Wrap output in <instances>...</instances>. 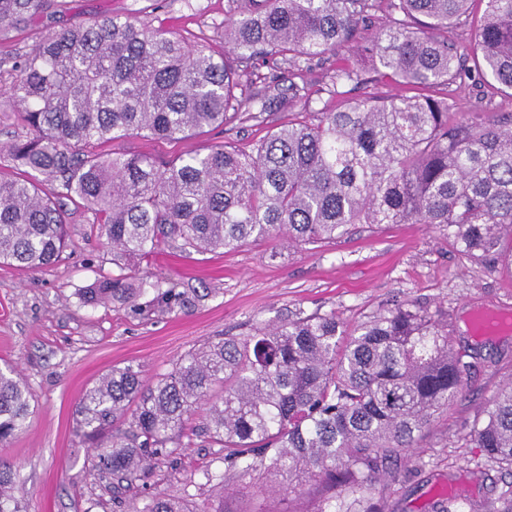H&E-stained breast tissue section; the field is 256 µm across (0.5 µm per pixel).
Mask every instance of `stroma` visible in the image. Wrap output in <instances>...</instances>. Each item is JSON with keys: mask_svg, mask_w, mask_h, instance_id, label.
<instances>
[{"mask_svg": "<svg viewBox=\"0 0 512 512\" xmlns=\"http://www.w3.org/2000/svg\"><path fill=\"white\" fill-rule=\"evenodd\" d=\"M228 9L229 0H51L36 22L0 33V57L29 51L46 30L112 14L134 15L192 44L216 46ZM340 61L328 54L305 65L308 102L295 112L275 108L181 140L133 137L112 141L106 149L163 161L224 142L250 149L288 119L311 122L317 112L335 106L330 75ZM440 94L459 121L512 118V96L478 79ZM67 225L68 247L58 262L29 271L0 266V367L14 366L33 394L27 427L0 444V459L16 470L12 492L25 512H141L149 498L175 493L195 512L219 499L225 512H249L257 496L268 512H314L318 489L300 496L272 494L267 490L272 479L266 475L213 488L204 473L223 470L224 463L218 449L199 438L113 497L111 479L89 470L75 408L112 367L133 364L154 378L218 338L242 337L300 312L332 311L351 324L399 295L447 308L455 347L469 349L473 358L464 394L440 413L415 448L391 463L394 479L379 485L384 512H437L449 486L458 483L469 490L465 512H497L501 474L478 471L476 451L464 435L502 385L512 382V333L478 337L471 327L476 311H512L511 276L489 263L460 260L438 228L386 224L297 248L271 239L229 253L165 247L146 269L160 288L183 292L187 304L172 310L151 305L136 313L118 303L88 306L80 301L81 288L118 274L119 268L91 213L70 208ZM277 249L281 257L270 259Z\"/></svg>", "mask_w": 512, "mask_h": 512, "instance_id": "obj_1", "label": "stroma"}]
</instances>
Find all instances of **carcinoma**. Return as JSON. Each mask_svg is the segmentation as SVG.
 <instances>
[{
	"label": "carcinoma",
	"instance_id": "obj_1",
	"mask_svg": "<svg viewBox=\"0 0 512 512\" xmlns=\"http://www.w3.org/2000/svg\"><path fill=\"white\" fill-rule=\"evenodd\" d=\"M470 0H392L401 17L363 33L373 0H241L224 20V52L189 44L131 15L48 32L28 52L0 59L13 74L0 106L21 132L0 146L17 176L0 177V264L46 267L66 247L67 202L103 225L113 261H143L166 244L197 253L234 251L249 240L302 246L335 240L355 225L433 224L460 258L492 262L512 276V119L452 122L448 100L426 90L470 73L448 28ZM49 0H0V31L39 17ZM357 62L336 67L330 93L381 80L421 90L412 97L350 101L290 122L248 151L211 145L171 161L95 148L117 139L178 140L222 126L258 100H307L259 90L239 99L241 63H300L342 48ZM478 76L512 91V0H485L473 47ZM97 280L84 303L133 304L147 280L125 272ZM165 307L184 303L155 289ZM465 349L448 337V313L412 298L349 325L336 312L298 316L226 336L178 359L153 381L117 367L82 397L76 421L93 444L91 470L119 494L190 446L187 423L205 407L204 434L226 472L275 477L274 491L322 490L314 512H378L380 467L415 446L467 385ZM32 392L0 369V443L25 428ZM506 476L497 512H512V384L464 435ZM0 462V512H23ZM142 512H194L177 495L153 497Z\"/></svg>",
	"mask_w": 512,
	"mask_h": 512
}]
</instances>
